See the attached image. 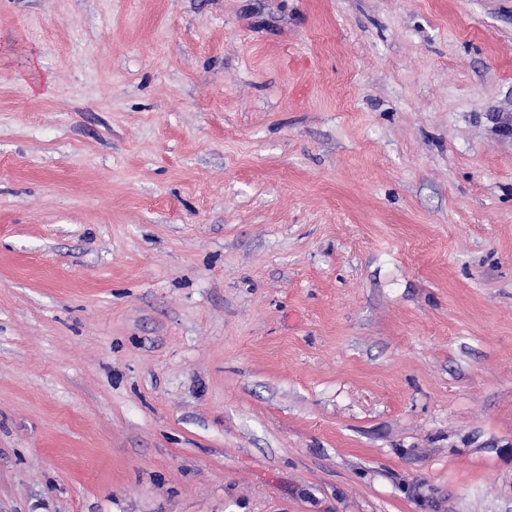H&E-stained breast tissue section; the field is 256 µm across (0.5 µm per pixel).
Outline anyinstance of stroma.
<instances>
[{"mask_svg":"<svg viewBox=\"0 0 512 512\" xmlns=\"http://www.w3.org/2000/svg\"><path fill=\"white\" fill-rule=\"evenodd\" d=\"M0 512H512V0H0Z\"/></svg>","mask_w":512,"mask_h":512,"instance_id":"35a3bbf8","label":"stroma"}]
</instances>
